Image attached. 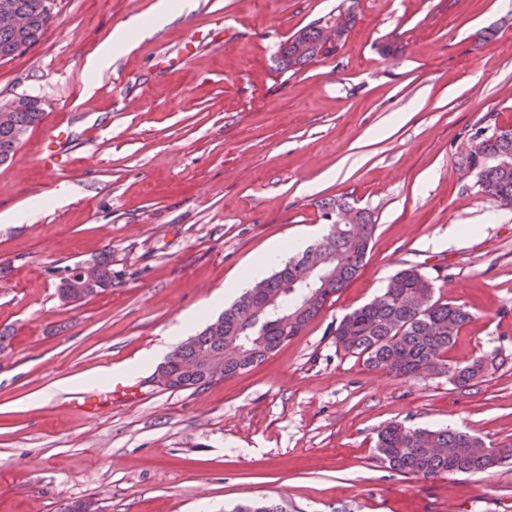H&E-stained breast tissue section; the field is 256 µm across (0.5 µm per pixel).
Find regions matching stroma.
<instances>
[{
  "mask_svg": "<svg viewBox=\"0 0 512 512\" xmlns=\"http://www.w3.org/2000/svg\"><path fill=\"white\" fill-rule=\"evenodd\" d=\"M154 0H56L41 40L0 61V105L37 99L43 119L0 165V212L73 189L70 202L0 227V512H512V464L433 480L378 457L388 423L512 439V208L460 167L480 128L512 127V7L501 0H196L184 19L116 55L86 60ZM353 6L337 55L275 73L282 43ZM405 48L379 52L393 38ZM67 138H59V131ZM376 222L352 282L250 371L166 389L141 357L274 242L327 233L324 200ZM471 229L457 239V228ZM112 258V286L59 301L58 268ZM416 267L472 321L451 362L483 358L470 387L397 377L337 346L346 314ZM126 367L137 397L100 416L69 375Z\"/></svg>",
  "mask_w": 512,
  "mask_h": 512,
  "instance_id": "1",
  "label": "stroma"
}]
</instances>
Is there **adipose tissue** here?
Returning <instances> with one entry per match:
<instances>
[{"label": "adipose tissue", "instance_id": "1", "mask_svg": "<svg viewBox=\"0 0 512 512\" xmlns=\"http://www.w3.org/2000/svg\"><path fill=\"white\" fill-rule=\"evenodd\" d=\"M196 7L195 0H158L154 8L129 24L117 26L111 35L102 42L90 58L87 71L92 78H99L112 65V59L120 52L132 47L138 40L145 38L174 22L182 16L188 15ZM301 240H292L289 246L275 243L270 245L265 252L256 257L241 279L227 282L222 295L216 296L213 307H220L227 295L233 294L242 287L249 286L253 281L261 279L266 270L283 257L285 248H300Z\"/></svg>", "mask_w": 512, "mask_h": 512}]
</instances>
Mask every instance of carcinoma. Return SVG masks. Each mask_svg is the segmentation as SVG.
<instances>
[{"instance_id": "carcinoma-1", "label": "carcinoma", "mask_w": 512, "mask_h": 512, "mask_svg": "<svg viewBox=\"0 0 512 512\" xmlns=\"http://www.w3.org/2000/svg\"><path fill=\"white\" fill-rule=\"evenodd\" d=\"M26 13L29 28L16 33L0 28V61L22 54L21 47L34 45L44 34L52 12L47 0H6ZM322 21L312 22L290 36L281 45L277 73H297L319 58L337 54L320 42ZM44 112L38 101L30 110L15 113L14 123L0 126V164L10 160L28 130L39 123ZM475 143L461 156L462 166L474 178L479 190L503 206L512 207V129L494 128L491 133L477 131ZM352 207L345 197L332 198L321 205V219L328 220L336 211ZM355 229L333 224L321 241L290 258L265 278L267 291H288L283 313L291 318L284 323L281 315L265 312L256 318L250 311L260 307L261 299L247 290L214 323L216 334L207 325L197 335L180 345L164 364L176 376V389L205 387L200 372H190L200 349L226 352L224 374L234 376L262 363L315 318L327 301L345 288L357 275L369 250L375 229L370 212L357 209ZM325 254L341 259L336 275L315 288H293L291 284L305 271L306 265ZM96 283L82 289L83 298L112 287V259L103 255L93 259ZM472 320L463 305L434 298L432 282L417 268L408 267L391 276L383 292L371 302L347 314L336 325V344L345 351L363 355L368 365L396 376H414L423 368L433 374L448 373L458 388H466L482 378L487 366L483 359L451 364L448 350L456 343L462 329ZM379 458L389 469L406 475L432 480L444 474L482 473L502 463H512V440L497 446L468 432L453 428H412L399 422L383 427L376 441ZM234 512H284L280 504L260 501L241 504Z\"/></svg>"}]
</instances>
